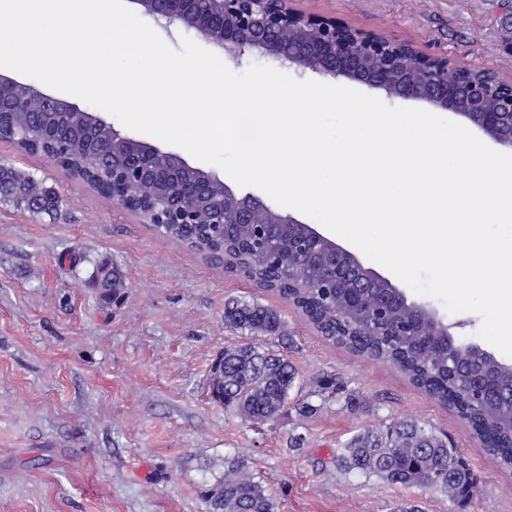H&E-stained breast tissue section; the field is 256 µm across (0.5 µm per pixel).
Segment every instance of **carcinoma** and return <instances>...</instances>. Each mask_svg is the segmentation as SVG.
Here are the masks:
<instances>
[{
    "label": "carcinoma",
    "instance_id": "cac0c4a2",
    "mask_svg": "<svg viewBox=\"0 0 512 512\" xmlns=\"http://www.w3.org/2000/svg\"><path fill=\"white\" fill-rule=\"evenodd\" d=\"M28 121L17 112L12 124L0 131L19 149ZM63 154L77 173H85L88 146L78 136L44 143ZM0 199L24 203L34 213L50 214L59 204L56 192L13 167H0ZM197 223L163 224L156 231L186 246L205 262L239 268L253 285L292 302L328 341L371 360L390 365L416 388L455 412L469 425L473 437L493 438L502 448L487 452L512 467V364L490 355L473 362L468 350L439 335L441 325L419 320L405 306L391 301L384 281L368 280L351 268L349 257H336L329 272L319 262H308L296 272L277 273L273 258L288 257L298 230L283 224L273 229L277 250L267 248L258 225L219 224L218 210L201 199L194 204ZM103 303L120 296L123 276L118 266L102 261L91 275ZM226 327L245 335L247 342L224 349L219 361L221 379L210 388L212 399L248 422L279 415L295 387L297 372L287 357L267 348L279 334L278 314L258 303L232 301L224 306ZM338 465L358 476L377 477L402 486L435 487L464 508L477 482L456 449L435 433L412 421L368 428L356 435L336 457ZM207 512H277L268 490L250 472L245 460L224 459V472L206 483Z\"/></svg>",
    "mask_w": 512,
    "mask_h": 512
}]
</instances>
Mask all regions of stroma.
<instances>
[{"mask_svg":"<svg viewBox=\"0 0 512 512\" xmlns=\"http://www.w3.org/2000/svg\"><path fill=\"white\" fill-rule=\"evenodd\" d=\"M502 2L299 6L512 77ZM0 162L62 199L51 216L0 201V512H205L201 491L228 455L248 462L277 512H394L410 500L421 512H512V469L394 368L327 341L290 301L204 262L45 158L0 142ZM104 260L122 271L121 305L100 301L90 282ZM232 298L279 314L282 334L270 346L299 374L285 409L263 424L225 411L208 390L217 353L241 341L224 325ZM408 298L478 342L479 315ZM324 378L340 386L333 398L319 394ZM406 419L447 438L477 476L470 506L337 466L356 434Z\"/></svg>","mask_w":512,"mask_h":512,"instance_id":"stroma-1","label":"stroma"}]
</instances>
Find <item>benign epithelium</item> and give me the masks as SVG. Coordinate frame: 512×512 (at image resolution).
<instances>
[{"mask_svg":"<svg viewBox=\"0 0 512 512\" xmlns=\"http://www.w3.org/2000/svg\"><path fill=\"white\" fill-rule=\"evenodd\" d=\"M135 2L144 14L164 22L167 27L175 25L197 33L223 54L238 57L247 50H256L288 68L332 79L344 78L381 90L389 98L420 101L432 110L462 117L470 127L512 150V122H504L501 110L472 112L462 105L464 97L482 96L489 86L512 112V77L496 73L494 80L486 85L463 84L456 79V73L464 65L455 59L426 55L409 42L334 17L302 11L295 7V0H207L208 7L201 13L192 7V0ZM4 90L14 96L16 112L33 103H43L51 112L79 111L78 107L43 93L33 84L0 74V92ZM86 125L107 131L112 142L125 145V153L112 159V182L127 187V191L112 192V204L146 224H170L171 215L176 213L181 216L179 223H196L190 203L218 187L224 201L233 204L235 221L243 224L254 213L262 212L268 224H301L294 216L268 206L249 192L234 191L218 174L192 165L181 154L117 132L95 113H86ZM184 172L193 173L194 178L167 198L162 209L147 214L141 211L136 193L130 190L132 183L168 180ZM304 228L300 250L329 241L311 225L306 224Z\"/></svg>","mask_w":512,"mask_h":512,"instance_id":"benign-epithelium-1","label":"benign epithelium"}]
</instances>
